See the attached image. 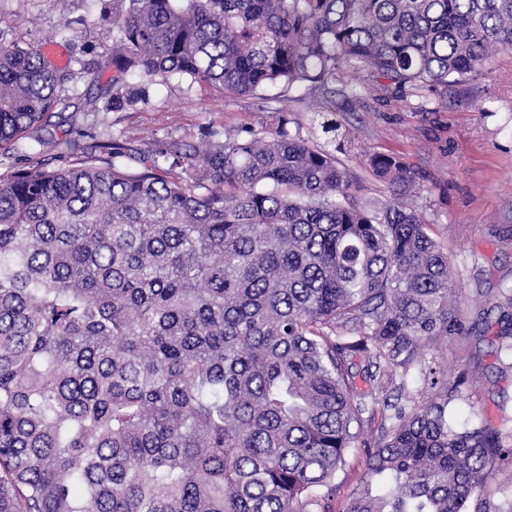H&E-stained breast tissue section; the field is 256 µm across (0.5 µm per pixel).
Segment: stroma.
Wrapping results in <instances>:
<instances>
[{
  "label": "stroma",
  "mask_w": 512,
  "mask_h": 512,
  "mask_svg": "<svg viewBox=\"0 0 512 512\" xmlns=\"http://www.w3.org/2000/svg\"><path fill=\"white\" fill-rule=\"evenodd\" d=\"M94 0H0V26L21 45L56 42L63 23L70 40L58 44L55 59L88 56L102 73L97 85L76 82L73 107L62 112L73 138L121 135L137 151L155 140L200 143L208 126L233 136L247 127L275 129L278 115L261 111L258 99L226 98L209 86L156 87L149 105L101 114L94 99L112 76V36L94 23ZM353 98L337 97V121L349 139L337 146L340 165L356 178L357 201L381 197L366 171V153L400 156L415 171L411 204L430 236L447 245L456 305L467 322L496 323L498 302L512 289V50L489 55L477 77L448 91L409 90L376 96L366 75L352 79ZM496 330L469 339L448 340V363L467 370L452 409L457 423L473 415L498 429L512 430V358Z\"/></svg>",
  "instance_id": "1"
}]
</instances>
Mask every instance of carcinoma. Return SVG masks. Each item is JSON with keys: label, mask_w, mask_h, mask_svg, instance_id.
Returning <instances> with one entry per match:
<instances>
[{"label": "carcinoma", "mask_w": 512, "mask_h": 512, "mask_svg": "<svg viewBox=\"0 0 512 512\" xmlns=\"http://www.w3.org/2000/svg\"><path fill=\"white\" fill-rule=\"evenodd\" d=\"M98 2L103 113L173 81L280 85L314 91L329 134L350 70L446 91L512 49V0ZM73 78L1 28L0 147L68 107ZM279 112L202 150L110 135L56 140L63 166L0 157V512H327L359 448L342 512H512L485 496L512 435L455 424L466 372L423 357L472 328L407 204L414 170L368 155L390 197L361 206ZM498 308L512 339V294ZM415 372L434 396L410 406ZM367 468V459L360 453H352L347 458V466L344 473H340L338 482L339 489L335 497L328 500L329 511L339 512L348 496L353 492L356 485L360 482Z\"/></svg>", "instance_id": "cac0c4a2"}]
</instances>
